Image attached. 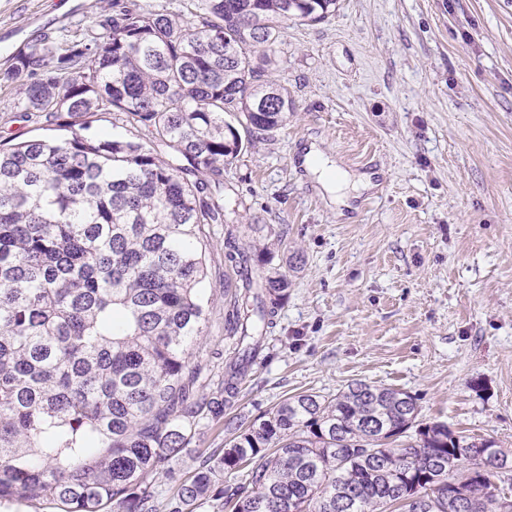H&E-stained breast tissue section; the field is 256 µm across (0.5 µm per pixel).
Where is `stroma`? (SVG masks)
Instances as JSON below:
<instances>
[{"mask_svg": "<svg viewBox=\"0 0 512 512\" xmlns=\"http://www.w3.org/2000/svg\"><path fill=\"white\" fill-rule=\"evenodd\" d=\"M106 0H0V70L43 34H70ZM272 77L296 109L224 170L233 213L209 227L197 360L219 381L238 253L290 281L266 348L220 421L201 420L164 506L202 460L284 399L353 381L414 396L419 419L512 450V0H339L288 23ZM0 91V141L46 138ZM317 147L375 186L339 210L304 167ZM259 232H251V225Z\"/></svg>", "mask_w": 512, "mask_h": 512, "instance_id": "obj_1", "label": "stroma"}]
</instances>
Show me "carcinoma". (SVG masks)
Wrapping results in <instances>:
<instances>
[{"instance_id": "1", "label": "carcinoma", "mask_w": 512, "mask_h": 512, "mask_svg": "<svg viewBox=\"0 0 512 512\" xmlns=\"http://www.w3.org/2000/svg\"><path fill=\"white\" fill-rule=\"evenodd\" d=\"M90 39H41L0 72L15 109L68 132L0 142V504L62 512H157L150 474L169 475L197 420L224 417V396L257 358L281 272L244 273L251 309L225 326L238 355L216 391L197 396L207 337L199 244L222 224L224 166L244 142L288 121L295 104L271 78L290 21L321 22L336 0H201L186 17L110 0ZM117 113L143 136L82 134ZM247 140H242V136ZM416 399L363 381L325 398L285 399L235 425L166 512H504L494 480L512 452L417 422ZM489 468L460 486L458 466ZM252 465L248 483L224 473Z\"/></svg>"}]
</instances>
